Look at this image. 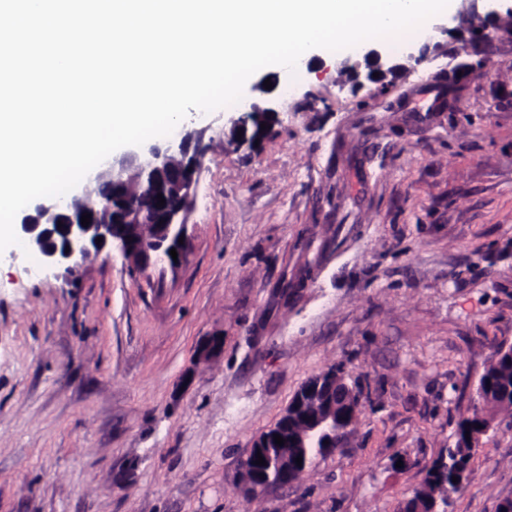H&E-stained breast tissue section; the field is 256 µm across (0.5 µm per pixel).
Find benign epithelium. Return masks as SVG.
Wrapping results in <instances>:
<instances>
[{"mask_svg":"<svg viewBox=\"0 0 512 512\" xmlns=\"http://www.w3.org/2000/svg\"><path fill=\"white\" fill-rule=\"evenodd\" d=\"M498 47L512 40V7L506 12L493 10L477 16L470 27H457L460 49H472L471 40ZM377 57L379 77L396 76L406 66ZM275 116L271 106L251 103L233 120L230 142L238 146L262 139L258 127ZM203 131L185 135L177 148L153 147L141 154L131 150L120 158H107L99 164L84 189L64 199L52 198L36 206L23 219L21 228L29 235L31 246L50 266H66L73 272L79 265L105 248L118 250L130 266L144 273L159 263L179 268L189 252L187 215L191 208L196 174L201 167L199 148ZM165 204L156 206L157 195ZM91 215L89 226L81 224L82 214ZM101 243H96L97 238ZM176 249L177 258L170 255ZM345 420H336L334 412L308 416L297 430L294 447L307 448L319 438L333 433L336 447L346 434ZM291 483L288 462H283L277 480L254 486V494L276 484Z\"/></svg>","mask_w":512,"mask_h":512,"instance_id":"benign-epithelium-1","label":"benign epithelium"}]
</instances>
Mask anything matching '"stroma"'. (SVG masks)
<instances>
[{
    "label": "stroma",
    "instance_id": "35a3bbf8",
    "mask_svg": "<svg viewBox=\"0 0 512 512\" xmlns=\"http://www.w3.org/2000/svg\"><path fill=\"white\" fill-rule=\"evenodd\" d=\"M490 8L456 0L427 35L376 43L448 46L384 89L336 80L364 43L293 82L258 71L243 104L278 113L258 146L225 144L233 105L166 137L207 147L178 271L0 252V512H398L512 346V43L486 63L447 36ZM211 337L223 354L200 353ZM332 367L362 389L344 447L246 495L255 439ZM483 414L449 512L512 497V411Z\"/></svg>",
    "mask_w": 512,
    "mask_h": 512
}]
</instances>
